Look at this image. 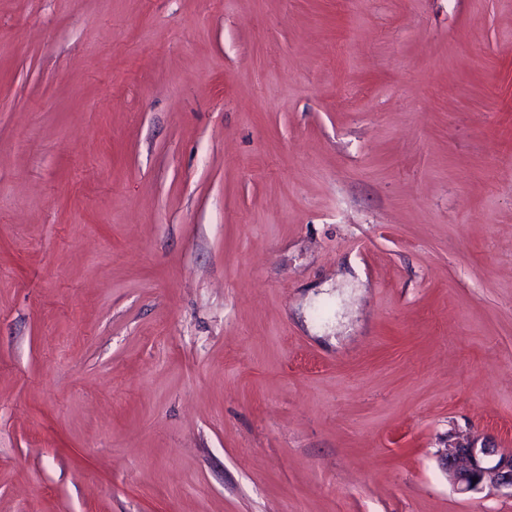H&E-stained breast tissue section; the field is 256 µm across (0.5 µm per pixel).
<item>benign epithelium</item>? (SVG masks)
<instances>
[{
  "mask_svg": "<svg viewBox=\"0 0 512 512\" xmlns=\"http://www.w3.org/2000/svg\"><path fill=\"white\" fill-rule=\"evenodd\" d=\"M440 464L462 491L512 489V452L499 454L493 448H479L474 443L459 444L444 449Z\"/></svg>",
  "mask_w": 512,
  "mask_h": 512,
  "instance_id": "benign-epithelium-1",
  "label": "benign epithelium"
}]
</instances>
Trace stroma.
Returning <instances> with one entry per match:
<instances>
[{
  "label": "stroma",
  "instance_id": "obj_1",
  "mask_svg": "<svg viewBox=\"0 0 512 512\" xmlns=\"http://www.w3.org/2000/svg\"><path fill=\"white\" fill-rule=\"evenodd\" d=\"M512 0H0V512H512ZM493 456L498 457L492 459ZM440 464L453 485L462 491L477 492L488 487L510 488L512 492V452L497 454L494 448L459 444L444 449Z\"/></svg>",
  "mask_w": 512,
  "mask_h": 512
}]
</instances>
